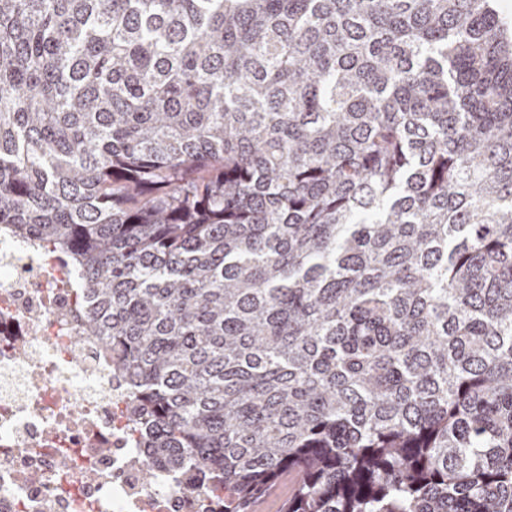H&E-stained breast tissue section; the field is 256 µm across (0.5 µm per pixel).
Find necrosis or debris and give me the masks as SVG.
Returning a JSON list of instances; mask_svg holds the SVG:
<instances>
[{"mask_svg":"<svg viewBox=\"0 0 512 512\" xmlns=\"http://www.w3.org/2000/svg\"><path fill=\"white\" fill-rule=\"evenodd\" d=\"M83 318L64 258L0 238V512H224L203 480L147 477L124 384Z\"/></svg>","mask_w":512,"mask_h":512,"instance_id":"necrosis-or-debris-1","label":"necrosis or debris"}]
</instances>
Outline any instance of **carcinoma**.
I'll list each match as a JSON object with an SVG mask.
<instances>
[{
  "mask_svg": "<svg viewBox=\"0 0 512 512\" xmlns=\"http://www.w3.org/2000/svg\"><path fill=\"white\" fill-rule=\"evenodd\" d=\"M0 233L71 264L148 477L512 512L494 0H0Z\"/></svg>",
  "mask_w": 512,
  "mask_h": 512,
  "instance_id": "carcinoma-1",
  "label": "carcinoma"
}]
</instances>
